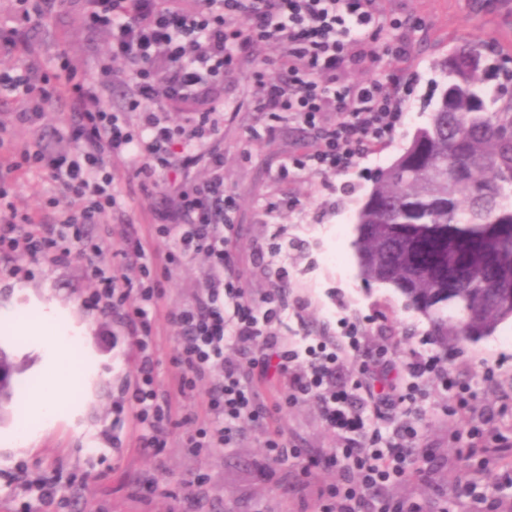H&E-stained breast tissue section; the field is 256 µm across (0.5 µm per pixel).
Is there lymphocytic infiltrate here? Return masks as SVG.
Masks as SVG:
<instances>
[{
  "mask_svg": "<svg viewBox=\"0 0 512 512\" xmlns=\"http://www.w3.org/2000/svg\"><path fill=\"white\" fill-rule=\"evenodd\" d=\"M178 2L85 0L93 30L107 36L99 77L80 73L66 60L50 76L30 69L0 70V95L23 103L22 122L35 123L63 96L73 106L66 121L68 150L44 146L0 166V199L13 173L34 166L46 170L76 204L60 210L47 226L29 214L1 224L0 262L24 257L61 263L72 256L75 244H82L96 281V303L119 313L140 357V373L126 383L123 400L138 425V446L145 455H157L167 433L178 427L184 430V447L192 451L224 447L236 440L241 422L249 420L263 430L268 458L281 461L287 455L283 434L260 391L276 378L287 383L278 406L316 401L327 427L342 441L326 458L341 479L319 490L321 512H423L420 505L387 494L413 471L417 430L410 418L420 412L425 381L436 380L450 393L452 416L468 408L469 387L445 368L440 355L418 352L407 356L406 381L393 384L392 352L365 349L353 325L345 326L339 343L288 341L282 333L288 310L282 292L254 301L230 273L236 201L224 191L221 148L224 79L245 53L269 44L280 51L277 64L284 79L271 81L264 66L255 67L257 108L318 129L321 140L316 151L284 164L281 176L348 170L394 134L402 120V99L373 80L339 92L331 85L345 68L375 56L365 39L369 29L386 25L397 30L402 23L384 18L376 0H197L191 9ZM118 61L133 66L124 113L106 104L102 92ZM180 99L194 101L199 110L176 123L163 104ZM131 111L138 116L134 126L127 120ZM327 112L337 119L325 125L321 118ZM129 157L142 186L161 192L174 208L157 211L152 226L166 249L136 243L135 267L115 274L97 264L103 243L86 239L82 227L99 223L117 206L113 164ZM198 166L208 170V178L191 179ZM200 254L208 261L202 293L168 315L178 331L173 355L178 373L164 386L154 375L163 280L172 266ZM347 359L358 373L371 374V387L340 376L338 365ZM200 390L208 419L184 429L173 399H188ZM370 410L393 423L389 437L369 428Z\"/></svg>",
  "mask_w": 512,
  "mask_h": 512,
  "instance_id": "lymphocytic-infiltrate-1",
  "label": "lymphocytic infiltrate"
}]
</instances>
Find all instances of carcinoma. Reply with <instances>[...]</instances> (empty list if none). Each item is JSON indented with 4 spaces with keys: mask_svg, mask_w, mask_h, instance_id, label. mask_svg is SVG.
I'll list each match as a JSON object with an SVG mask.
<instances>
[{
    "mask_svg": "<svg viewBox=\"0 0 512 512\" xmlns=\"http://www.w3.org/2000/svg\"><path fill=\"white\" fill-rule=\"evenodd\" d=\"M468 48L439 63L429 121L374 179L355 240L364 278L394 286L445 346L512 320V99L488 98Z\"/></svg>",
    "mask_w": 512,
    "mask_h": 512,
    "instance_id": "carcinoma-1",
    "label": "carcinoma"
}]
</instances>
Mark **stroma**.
Here are the masks:
<instances>
[{"label":"stroma","mask_w":512,"mask_h":512,"mask_svg":"<svg viewBox=\"0 0 512 512\" xmlns=\"http://www.w3.org/2000/svg\"><path fill=\"white\" fill-rule=\"evenodd\" d=\"M377 6L384 16L400 18L402 28L371 31L376 57L364 68L338 75L336 86L376 78L388 87H405L404 115L385 145L346 172L304 171L280 178L288 159L318 147L317 131L256 110L252 58H242L225 78L224 102L233 112L224 123V187L237 202L231 241L235 272L246 293L257 298L278 287L275 279L259 273V266L287 268L285 337L332 341L348 320L360 329L367 349L385 345L400 356L413 350L441 352L450 371L470 386L475 419L512 437V321L479 341L440 348L429 334L428 320L407 309L395 288L363 280L354 248L356 215L373 177L428 121L426 103L439 95L444 82L435 62L464 42L479 41L491 45L497 63L512 70V0H378ZM21 38L22 46L0 55V68L29 66L50 73L63 56L94 76L106 51L104 39L88 28L82 0H68L42 21L26 24ZM19 109L14 100L0 101V124L10 133L0 158L39 142L56 146L68 105L59 101L35 125L20 123ZM114 167L120 176V205L88 225L87 232L105 241L117 270L121 263L115 252L126 240L141 238L159 250L165 244L150 236L161 195L140 191L129 162ZM11 200L18 211L35 213L45 224L56 209L71 205L61 186L39 169L20 175ZM206 271L201 255L175 269L165 283L164 311L191 304ZM94 288L85 261L76 256L59 265L24 259L14 266L0 263V310L33 311L58 303L70 322L84 330L71 354L89 372L55 422L37 425L28 446H14L15 416L29 388L41 380L45 354L0 330V349L16 368L14 396L0 414V512H317L318 487L338 481L339 473L318 469L307 477L302 460L268 462L264 436L250 423H243L241 439L228 448L191 452L183 448L176 429L160 455L139 452L135 423L120 408L123 388L137 372L135 352L119 317L90 302ZM488 364L495 367L490 380L483 376ZM427 390L413 452L417 473L395 485L392 495L423 502L429 512H479L482 498L494 497L503 512H512V487L498 484L478 458L458 456L468 442V427L449 421L447 392L435 382ZM277 425L306 455L338 446L315 401L286 408ZM42 483L56 487L55 501L41 499Z\"/></svg>","instance_id":"1"}]
</instances>
